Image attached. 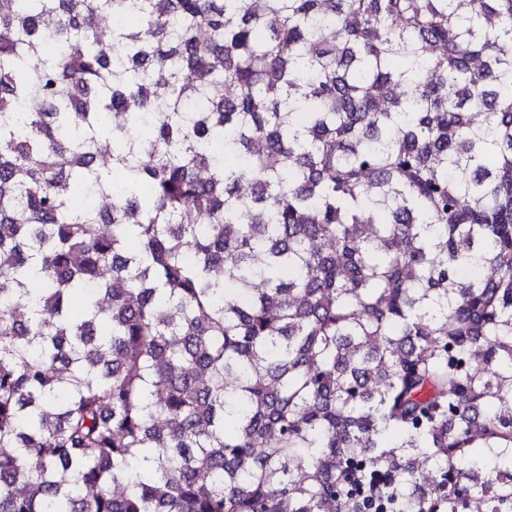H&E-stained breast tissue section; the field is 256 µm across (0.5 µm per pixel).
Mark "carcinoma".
Masks as SVG:
<instances>
[{
    "instance_id": "obj_1",
    "label": "carcinoma",
    "mask_w": 512,
    "mask_h": 512,
    "mask_svg": "<svg viewBox=\"0 0 512 512\" xmlns=\"http://www.w3.org/2000/svg\"><path fill=\"white\" fill-rule=\"evenodd\" d=\"M376 475L512 512V0H0V512Z\"/></svg>"
}]
</instances>
